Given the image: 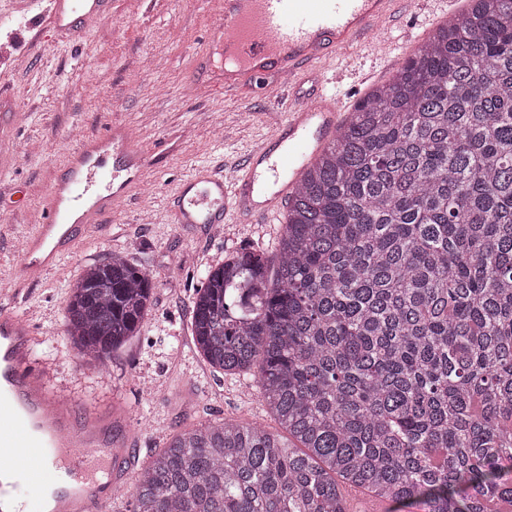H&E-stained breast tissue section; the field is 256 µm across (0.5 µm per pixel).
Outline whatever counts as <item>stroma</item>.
Masks as SVG:
<instances>
[{"instance_id":"stroma-1","label":"stroma","mask_w":512,"mask_h":512,"mask_svg":"<svg viewBox=\"0 0 512 512\" xmlns=\"http://www.w3.org/2000/svg\"><path fill=\"white\" fill-rule=\"evenodd\" d=\"M220 0H114L80 42L54 33L28 0H0V277L18 259L32 213L64 170L72 131L97 134L129 124L146 147L164 145L148 179L104 218L74 253L27 291L18 310L40 338L33 355L51 389L79 407L108 410L129 458L112 512H132L144 465L177 433L219 419L279 425L261 401L253 373L229 375L197 354L191 334L199 275L247 247H271L279 224L174 223L168 201L178 180L202 166L241 159L282 118L278 82L248 94L195 67L208 49L212 10ZM435 28L427 6L384 32L392 57L405 60L406 32ZM121 254L150 277L151 304L139 332L112 351L105 366L75 362L64 338L69 290L83 269ZM182 285L170 287L172 276Z\"/></svg>"}]
</instances>
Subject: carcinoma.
<instances>
[{
	"mask_svg": "<svg viewBox=\"0 0 512 512\" xmlns=\"http://www.w3.org/2000/svg\"><path fill=\"white\" fill-rule=\"evenodd\" d=\"M152 282L125 257L70 288L66 339L97 361ZM199 355L259 366L288 433L176 434L133 512H349L341 486L418 512H512V0H471L355 105L307 165L272 250L202 276Z\"/></svg>",
	"mask_w": 512,
	"mask_h": 512,
	"instance_id": "cac0c4a2",
	"label": "carcinoma"
}]
</instances>
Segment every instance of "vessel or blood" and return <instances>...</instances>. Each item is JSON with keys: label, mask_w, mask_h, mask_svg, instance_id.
I'll return each mask as SVG.
<instances>
[{"label": "vessel or blood", "mask_w": 512, "mask_h": 512, "mask_svg": "<svg viewBox=\"0 0 512 512\" xmlns=\"http://www.w3.org/2000/svg\"><path fill=\"white\" fill-rule=\"evenodd\" d=\"M417 0H224L210 35L216 52L229 42L224 89L238 92L269 79L294 86L314 69L349 56L353 48ZM112 0H49L54 30L78 39ZM275 131L244 160L202 167L175 192L178 224L228 219L264 224L296 192L304 169L343 124L342 99L318 91L309 103H282ZM153 161L130 128L112 123L83 139L46 198L25 238L9 294L18 300L69 254L76 242L143 183ZM10 305L0 307V512H107L120 487L128 454L111 418L77 414L53 393L31 352L36 331Z\"/></svg>", "instance_id": "obj_1"}]
</instances>
